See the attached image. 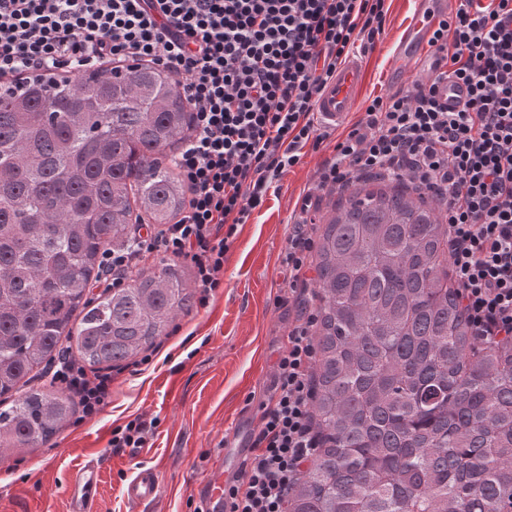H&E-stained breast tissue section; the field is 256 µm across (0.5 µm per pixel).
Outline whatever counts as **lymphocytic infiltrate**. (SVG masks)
I'll list each match as a JSON object with an SVG mask.
<instances>
[{
	"label": "lymphocytic infiltrate",
	"mask_w": 512,
	"mask_h": 512,
	"mask_svg": "<svg viewBox=\"0 0 512 512\" xmlns=\"http://www.w3.org/2000/svg\"><path fill=\"white\" fill-rule=\"evenodd\" d=\"M388 12L387 0H0V77L74 57L132 60L167 69L191 108V144L172 157L188 192L182 217L105 249L95 287H126L153 256L190 262L207 302L238 225L305 148L319 149V97L356 42L384 32ZM432 44L448 71L407 95L372 98L300 200L280 256L299 312L250 453L224 485V512H289L292 486L316 457L308 216L322 189L394 174L437 195L475 343L512 342V0H461ZM450 77L469 92L457 110L438 96ZM53 378L77 393L86 417L112 397L111 376L87 375L66 358Z\"/></svg>",
	"instance_id": "1"
}]
</instances>
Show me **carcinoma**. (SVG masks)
I'll list each match as a JSON object with an SVG mask.
<instances>
[{
	"instance_id": "obj_1",
	"label": "carcinoma",
	"mask_w": 512,
	"mask_h": 512,
	"mask_svg": "<svg viewBox=\"0 0 512 512\" xmlns=\"http://www.w3.org/2000/svg\"><path fill=\"white\" fill-rule=\"evenodd\" d=\"M0 102V458L47 444L75 401L34 387L65 348L91 367L153 344L193 294L161 263L93 299L103 247L138 208L169 224L186 201L167 150L192 113L154 69L74 82L49 102L39 82ZM57 119L46 120V110ZM374 210L355 207L359 193ZM403 186L363 180L323 225L315 284L320 398L335 432L303 473L290 512H504L512 505V348L470 360L436 223Z\"/></svg>"
}]
</instances>
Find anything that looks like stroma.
<instances>
[{"label":"stroma","instance_id":"1","mask_svg":"<svg viewBox=\"0 0 512 512\" xmlns=\"http://www.w3.org/2000/svg\"><path fill=\"white\" fill-rule=\"evenodd\" d=\"M413 9V0H391L384 33L360 50L364 99L406 93V86L389 83L388 57ZM335 143L331 137L319 150H306L281 178L279 191L239 225L223 284L208 304L178 314L175 329L150 347L149 363L112 366V398L102 411L84 420L71 416L48 444L0 461V512H65L70 474L97 456L109 463L99 475L92 512H196L225 439L250 436L259 426L258 404L296 311L294 301L275 303L284 278L279 255L295 204L314 185ZM138 416L156 422L144 448L112 452L113 429ZM141 465L159 471L162 490L156 503L135 511L121 485Z\"/></svg>","mask_w":512,"mask_h":512}]
</instances>
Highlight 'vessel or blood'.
<instances>
[{"label":"vessel or blood","instance_id":"1","mask_svg":"<svg viewBox=\"0 0 512 512\" xmlns=\"http://www.w3.org/2000/svg\"><path fill=\"white\" fill-rule=\"evenodd\" d=\"M457 5L458 0H415L413 17L401 29L390 58L389 73L393 83L401 84L413 76L445 71L446 62L431 46L430 39L439 22L455 14ZM363 83V62L359 57H350L317 102V111L325 126L338 129L347 123L358 106ZM105 463L102 456L91 459L71 479L66 512H92L99 473ZM159 494L158 473L146 466L131 472L123 488L124 497L132 504L153 502Z\"/></svg>","mask_w":512,"mask_h":512}]
</instances>
